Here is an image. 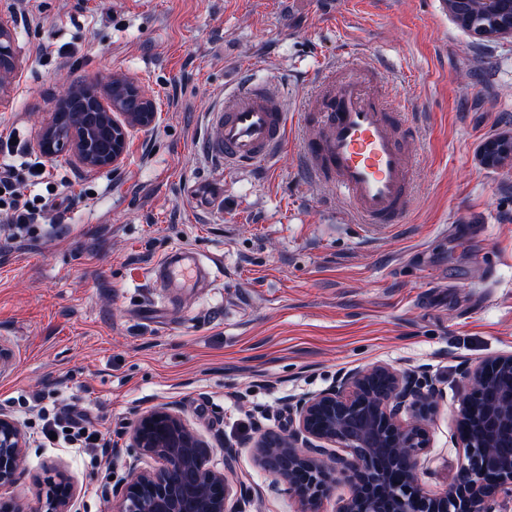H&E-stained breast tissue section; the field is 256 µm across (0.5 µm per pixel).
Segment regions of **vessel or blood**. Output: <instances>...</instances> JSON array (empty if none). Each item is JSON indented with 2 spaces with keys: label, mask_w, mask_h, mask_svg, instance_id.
Returning <instances> with one entry per match:
<instances>
[{
  "label": "vessel or blood",
  "mask_w": 512,
  "mask_h": 512,
  "mask_svg": "<svg viewBox=\"0 0 512 512\" xmlns=\"http://www.w3.org/2000/svg\"><path fill=\"white\" fill-rule=\"evenodd\" d=\"M304 111L321 128L300 151L308 179L342 192L356 223L390 235L414 205V157L407 144L418 128L409 113L376 93L369 69L354 73L344 66L319 74ZM213 123L217 135L208 150L234 170L272 166L291 135L282 96L248 80L225 92ZM152 273L155 283L193 287L216 280L221 270L182 249L161 259Z\"/></svg>",
  "instance_id": "vessel-or-blood-1"
}]
</instances>
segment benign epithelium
Returning <instances> with one entry per match:
<instances>
[{
	"label": "benign epithelium",
	"mask_w": 512,
	"mask_h": 512,
	"mask_svg": "<svg viewBox=\"0 0 512 512\" xmlns=\"http://www.w3.org/2000/svg\"><path fill=\"white\" fill-rule=\"evenodd\" d=\"M0 21V90L13 80L21 49ZM113 75L100 95L102 111L73 123L69 138H57L55 119L39 132L38 149L47 157L69 152L83 166L107 169L124 157L128 131L157 120L153 99L133 86L138 107L128 110L109 99ZM83 85L66 86L53 113L82 95ZM98 130L102 153L81 148L86 129ZM464 388L456 418L462 462L445 492H429L420 479L429 447L428 414L438 402L427 372L397 371L376 364L340 373L329 388L289 402L291 425L281 435L266 432L254 445L258 464L298 497L300 512H322L337 478L351 486L337 512H502L512 503V354L500 355L463 371ZM142 455L161 462L146 470L129 464L122 484L112 489L113 512H241L248 487L233 483L238 451L224 443V470L209 466L210 448L189 429L172 406L141 415L131 433ZM342 450L330 454L324 445ZM27 440L17 421L0 412V512H73V488L62 473L48 480L37 505L7 499L25 469Z\"/></svg>",
	"instance_id": "7a95c632"
}]
</instances>
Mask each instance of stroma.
I'll use <instances>...</instances> for the list:
<instances>
[{
	"instance_id": "stroma-1",
	"label": "stroma",
	"mask_w": 512,
	"mask_h": 512,
	"mask_svg": "<svg viewBox=\"0 0 512 512\" xmlns=\"http://www.w3.org/2000/svg\"><path fill=\"white\" fill-rule=\"evenodd\" d=\"M0 20L22 50L0 135L30 156L64 84L121 74L158 108L113 168L51 158L64 223L42 185L43 223L21 236L0 223V411L28 441L14 495L35 501L61 471L75 512H110L105 492L129 462L156 466L131 446L134 421L171 404L215 468L237 446L246 512H299L255 442L287 431L289 400L377 363L426 369L441 391L420 478L444 492L462 459V366L512 353V164L480 159L486 140L512 134V39L476 38L440 0H0ZM341 61L373 65L374 87L419 124L415 203L388 237L301 172L299 143L319 127L298 116L320 68ZM241 77L283 93L294 118L266 171L224 169L202 148ZM184 248L224 279L169 303L149 272ZM51 417L104 438L45 437Z\"/></svg>"
}]
</instances>
